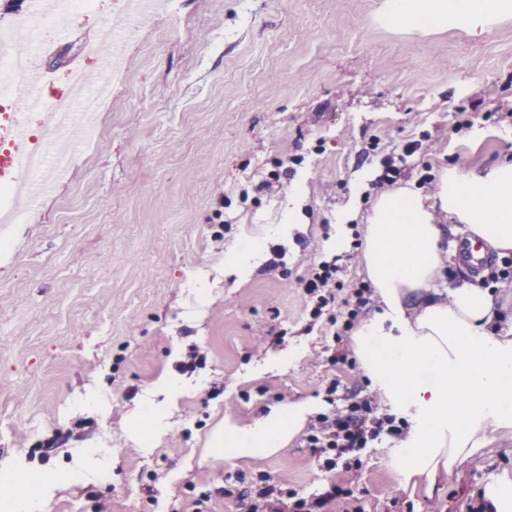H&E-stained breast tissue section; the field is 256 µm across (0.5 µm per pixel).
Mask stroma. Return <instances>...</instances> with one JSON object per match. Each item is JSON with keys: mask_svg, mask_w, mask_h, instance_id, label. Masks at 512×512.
Instances as JSON below:
<instances>
[{"mask_svg": "<svg viewBox=\"0 0 512 512\" xmlns=\"http://www.w3.org/2000/svg\"><path fill=\"white\" fill-rule=\"evenodd\" d=\"M382 3L156 0L138 22L96 117L100 144L76 147L0 250V466L81 472L43 512H94L99 498L112 512H245L238 491L258 482L302 496L345 484L365 512H470L488 488L512 490V427L431 492L398 479L391 438L352 473L320 470L299 433L231 460L216 442L270 407L324 403L333 381L344 395L371 392L360 368L326 360L352 345L346 291L335 325L312 320L304 293L314 262L367 279L371 199L335 247L365 170L406 140L420 143L404 162L412 181L512 157V17L480 37L420 33L378 23ZM99 5L37 45L41 67L59 77L83 65L99 81L84 46L120 0ZM285 156L298 163L283 190L271 172ZM294 203L300 224L276 234ZM249 242L263 246L251 273H225ZM194 347L206 363L190 369ZM147 403L166 415L143 441L131 418Z\"/></svg>", "mask_w": 512, "mask_h": 512, "instance_id": "1", "label": "stroma"}]
</instances>
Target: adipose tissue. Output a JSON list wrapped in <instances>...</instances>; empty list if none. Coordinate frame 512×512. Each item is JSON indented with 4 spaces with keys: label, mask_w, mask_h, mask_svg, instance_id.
<instances>
[{
    "label": "adipose tissue",
    "mask_w": 512,
    "mask_h": 512,
    "mask_svg": "<svg viewBox=\"0 0 512 512\" xmlns=\"http://www.w3.org/2000/svg\"><path fill=\"white\" fill-rule=\"evenodd\" d=\"M508 16L512 0H384L378 20L479 37ZM440 214L488 248L512 251V160L482 172L442 169L431 197L413 184L383 193L365 230L362 263L378 307L355 329V353L391 413L408 423L391 452L399 480L431 487L483 447L489 428L512 426V317L471 282L439 288ZM313 410L291 402L256 424L226 428L225 458L283 448Z\"/></svg>",
    "instance_id": "adipose-tissue-1"
}]
</instances>
